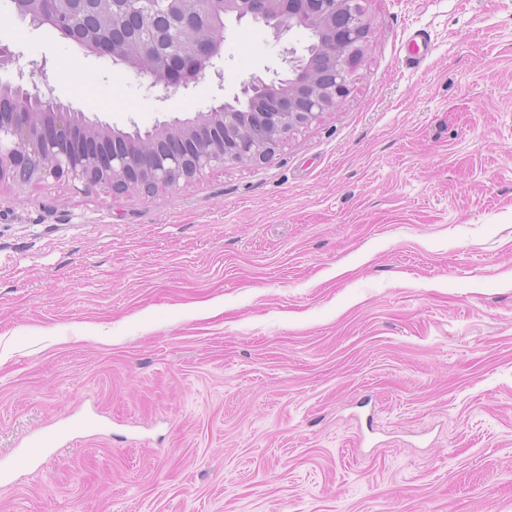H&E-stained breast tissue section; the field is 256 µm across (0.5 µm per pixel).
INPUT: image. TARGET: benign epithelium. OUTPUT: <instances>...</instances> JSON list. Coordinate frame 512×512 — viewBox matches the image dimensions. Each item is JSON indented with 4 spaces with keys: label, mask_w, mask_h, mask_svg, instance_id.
I'll list each match as a JSON object with an SVG mask.
<instances>
[{
    "label": "benign epithelium",
    "mask_w": 512,
    "mask_h": 512,
    "mask_svg": "<svg viewBox=\"0 0 512 512\" xmlns=\"http://www.w3.org/2000/svg\"><path fill=\"white\" fill-rule=\"evenodd\" d=\"M99 2L11 0L15 15L134 69L151 87L187 89L210 70L222 77L215 60L222 57L230 16L261 23L276 38L300 25L324 50L297 57L290 49L288 75L269 81L253 75L232 100L192 118L160 122L123 142L111 136L113 127L63 105L33 111L30 102L56 98L33 80L32 70L30 85H16L20 93L0 113V182L52 179L77 192L102 187L152 197L159 188L199 181L227 165L261 164L296 132L342 106L371 38L370 0H166V9L156 0H137L138 27L153 35L146 43L113 35L121 29L115 14L112 25L94 32L78 27L74 17ZM243 99L262 101L267 111L253 120L241 109Z\"/></svg>",
    "instance_id": "benign-epithelium-1"
}]
</instances>
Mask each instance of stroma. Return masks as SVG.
Returning <instances> with one entry per match:
<instances>
[{
	"instance_id": "35a3bbf8",
	"label": "stroma",
	"mask_w": 512,
	"mask_h": 512,
	"mask_svg": "<svg viewBox=\"0 0 512 512\" xmlns=\"http://www.w3.org/2000/svg\"><path fill=\"white\" fill-rule=\"evenodd\" d=\"M369 20L342 106L265 164L0 183V512H512V0ZM307 43L231 21L216 73L151 88L0 0V82L124 130Z\"/></svg>"
}]
</instances>
